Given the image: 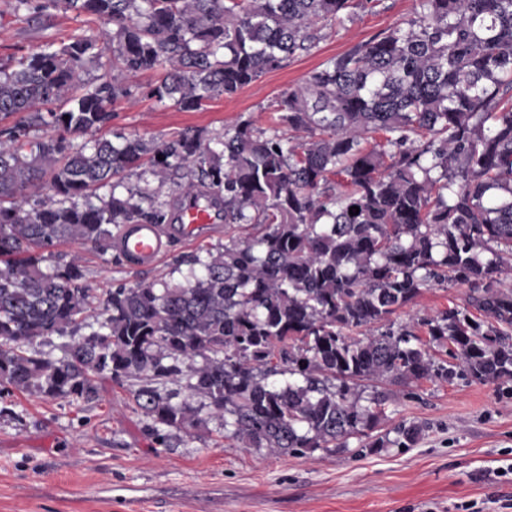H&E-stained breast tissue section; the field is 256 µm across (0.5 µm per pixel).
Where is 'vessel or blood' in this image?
Wrapping results in <instances>:
<instances>
[{
  "label": "vessel or blood",
  "instance_id": "vessel-or-blood-1",
  "mask_svg": "<svg viewBox=\"0 0 512 512\" xmlns=\"http://www.w3.org/2000/svg\"><path fill=\"white\" fill-rule=\"evenodd\" d=\"M221 219L219 210L204 196L186 201L178 207L175 222L167 228L152 224H133L121 231L116 247L132 264L156 263L173 240L196 241L214 229Z\"/></svg>",
  "mask_w": 512,
  "mask_h": 512
}]
</instances>
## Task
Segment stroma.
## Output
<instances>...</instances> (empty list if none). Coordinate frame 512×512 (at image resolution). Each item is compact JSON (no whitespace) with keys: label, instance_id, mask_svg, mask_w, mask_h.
Here are the masks:
<instances>
[{"label":"stroma","instance_id":"1","mask_svg":"<svg viewBox=\"0 0 512 512\" xmlns=\"http://www.w3.org/2000/svg\"><path fill=\"white\" fill-rule=\"evenodd\" d=\"M417 0H380L370 12L321 32L316 46L231 97L195 112L158 103L148 91L164 70L131 74L103 136L158 140L186 127L223 134L242 119L272 127L281 92L327 59L413 18ZM106 27L55 8L0 0V60L74 36L103 40ZM224 224L202 244L173 242L158 263L137 268L85 251L95 301L120 285L182 281L200 246L218 248L251 233ZM467 286L431 287L400 310V321L463 305ZM100 399L72 404L28 393L0 399V512H512V383L423 381L388 404L377 429L401 423L422 432L409 448H368L365 438L313 454L272 456L225 439L218 421L155 444L128 390L99 383Z\"/></svg>","mask_w":512,"mask_h":512}]
</instances>
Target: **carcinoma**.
<instances>
[{"label": "carcinoma", "instance_id": "obj_1", "mask_svg": "<svg viewBox=\"0 0 512 512\" xmlns=\"http://www.w3.org/2000/svg\"><path fill=\"white\" fill-rule=\"evenodd\" d=\"M376 3L45 0L112 24V45L49 42L0 63V117L16 118L0 129V395L88 403L98 379H133L159 446L214 419L283 455L370 436L416 382L512 381V0H418L415 17L288 87L269 133L247 119L213 137L67 138L110 122L126 74L166 68L150 96L196 111ZM109 50L112 77L81 86ZM145 159L158 188L207 196L256 232L191 257L182 282L114 288L96 312L82 257L51 248L105 253L126 224L175 223L155 193H115ZM445 284L468 286L466 307L392 319ZM55 336L70 337L63 357L35 349ZM443 342L456 364L431 354ZM364 381L398 390L366 395ZM394 432L369 447L419 437Z\"/></svg>", "mask_w": 512, "mask_h": 512}]
</instances>
